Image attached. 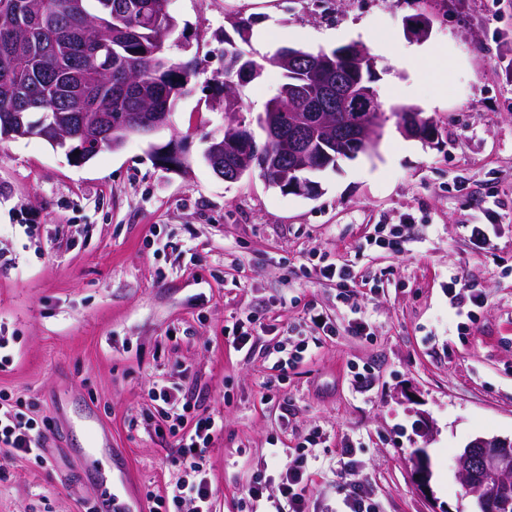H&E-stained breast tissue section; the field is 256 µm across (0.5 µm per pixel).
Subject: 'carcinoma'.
<instances>
[{
    "label": "carcinoma",
    "instance_id": "1",
    "mask_svg": "<svg viewBox=\"0 0 512 512\" xmlns=\"http://www.w3.org/2000/svg\"><path fill=\"white\" fill-rule=\"evenodd\" d=\"M0 0V128L11 129L17 113L35 127L32 136L51 133L61 118L83 112L117 120L128 112H170L193 92L196 71L163 54L164 40L176 28L170 0H24L25 22ZM224 52V80L218 82L224 106L239 112V87L268 66L281 70L279 93L298 86L310 105L327 93L323 74L342 70L349 57L366 51L358 43L322 53L316 65L282 57L284 47L258 58L232 41ZM254 156V167L268 185L288 192L281 174L288 151L270 135L259 140L245 126L224 130Z\"/></svg>",
    "mask_w": 512,
    "mask_h": 512
}]
</instances>
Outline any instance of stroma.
Returning <instances> with one entry per match:
<instances>
[{
  "label": "stroma",
  "instance_id": "stroma-1",
  "mask_svg": "<svg viewBox=\"0 0 512 512\" xmlns=\"http://www.w3.org/2000/svg\"><path fill=\"white\" fill-rule=\"evenodd\" d=\"M169 58L197 65L196 88L169 126L119 150L70 160L47 141L0 142V397L51 421L45 461L16 458L0 512H132L177 476L176 437L156 433V382L196 397L224 429L205 456L218 512H239L252 476H276L270 451L329 434L310 468V512H340L335 484L369 482L381 512H471L455 457L478 436L512 438V0H171ZM430 20L426 38L410 17ZM254 18L274 47L329 52L359 42L377 62L385 112L414 106L438 122L430 146L387 122L375 151L317 173L313 198L258 172L228 182L204 158L224 136L212 79L224 71L230 20ZM283 77L266 68L240 88L255 124ZM179 142L188 169L150 145ZM500 202L476 248L467 227ZM395 234L394 245H375ZM364 281L351 317L323 261ZM482 288L448 299V278ZM338 333L315 332L309 312ZM251 350L224 343L247 313ZM304 346L287 377L273 348ZM94 412L112 457L85 467L81 424ZM358 442L355 468L337 448ZM432 477L421 491L412 456Z\"/></svg>",
  "mask_w": 512,
  "mask_h": 512
}]
</instances>
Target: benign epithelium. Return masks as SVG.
<instances>
[{"label": "benign epithelium", "instance_id": "1", "mask_svg": "<svg viewBox=\"0 0 512 512\" xmlns=\"http://www.w3.org/2000/svg\"><path fill=\"white\" fill-rule=\"evenodd\" d=\"M336 79V86L343 92L336 95V102L343 100L352 103L359 111L366 113L353 128L350 138L359 141V148L378 144L384 134L387 116L373 89L366 84L347 81L346 74L336 73L328 79ZM170 124V116L165 112H154L147 117L130 114L116 124H89L82 126L86 143L94 145V152L104 149L115 150L132 135L147 137ZM332 114L329 108L316 114L293 112L288 125V171L286 177L289 189L298 195L311 196L316 193L318 183L311 174L326 169V158L330 154L325 149L319 153L311 151L315 142L322 144L329 140ZM397 130L405 137L433 145L438 140L435 126L428 116L407 107L399 111ZM224 144L217 143L204 154L207 163L222 176L241 177L253 165L247 150H239L221 162ZM457 475L468 497L471 498L473 512H507L512 506V439L477 437L470 441L455 457ZM414 474L417 483L426 489L431 479L430 463L425 450L415 452Z\"/></svg>", "mask_w": 512, "mask_h": 512}]
</instances>
